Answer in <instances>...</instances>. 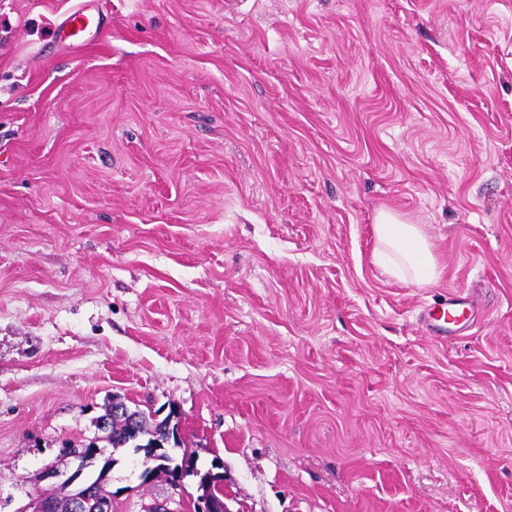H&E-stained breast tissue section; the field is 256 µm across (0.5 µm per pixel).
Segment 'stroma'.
<instances>
[{
    "mask_svg": "<svg viewBox=\"0 0 512 512\" xmlns=\"http://www.w3.org/2000/svg\"><path fill=\"white\" fill-rule=\"evenodd\" d=\"M79 2L0 0V512L116 396L231 512H512V0H100L61 49ZM114 457V512L168 497ZM92 1H82L57 24V43L66 47H85L103 32L107 17ZM374 231L378 259L390 275L420 286L440 279L442 268L421 225L409 224L396 213L382 210ZM475 319L474 310L467 298L459 293H448L440 303L424 308L422 321L429 336L447 341L466 323Z\"/></svg>",
    "mask_w": 512,
    "mask_h": 512,
    "instance_id": "35a3bbf8",
    "label": "stroma"
}]
</instances>
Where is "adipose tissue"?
<instances>
[{
    "instance_id": "1",
    "label": "adipose tissue",
    "mask_w": 512,
    "mask_h": 512,
    "mask_svg": "<svg viewBox=\"0 0 512 512\" xmlns=\"http://www.w3.org/2000/svg\"><path fill=\"white\" fill-rule=\"evenodd\" d=\"M377 256L392 276L420 286L435 284L442 268L421 225L391 211H380L374 226Z\"/></svg>"
}]
</instances>
